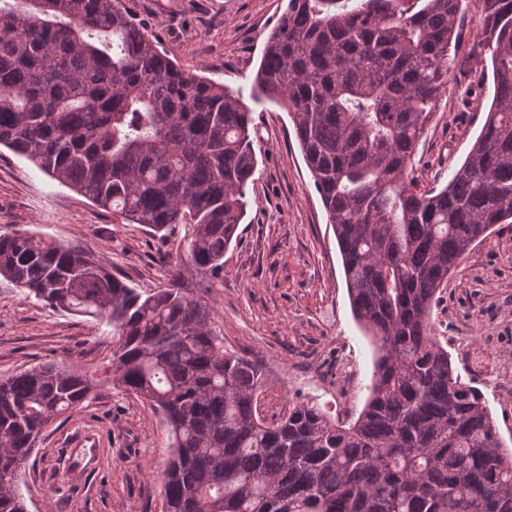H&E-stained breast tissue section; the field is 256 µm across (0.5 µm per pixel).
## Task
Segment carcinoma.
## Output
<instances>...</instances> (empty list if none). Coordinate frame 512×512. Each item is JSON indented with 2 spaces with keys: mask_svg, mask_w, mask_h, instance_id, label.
I'll list each match as a JSON object with an SVG mask.
<instances>
[{
  "mask_svg": "<svg viewBox=\"0 0 512 512\" xmlns=\"http://www.w3.org/2000/svg\"><path fill=\"white\" fill-rule=\"evenodd\" d=\"M480 69L458 54L463 0H288L255 76L288 112L342 256L354 318L375 345L349 422L312 399L260 411L263 365L224 350L183 270L213 279L257 167L251 112L182 70L122 0H0V146L154 234L187 224L168 287L141 292L94 256L0 234V276L112 327L108 382L169 430L166 512H512V449L454 374L431 316L448 275L512 224V0H480ZM486 118L440 188L414 152L448 90ZM102 385L63 363L0 380V512L43 429Z\"/></svg>",
  "mask_w": 512,
  "mask_h": 512,
  "instance_id": "obj_1",
  "label": "carcinoma"
}]
</instances>
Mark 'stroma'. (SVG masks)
Returning a JSON list of instances; mask_svg holds the SVG:
<instances>
[{"label":"stroma","mask_w":512,"mask_h":512,"mask_svg":"<svg viewBox=\"0 0 512 512\" xmlns=\"http://www.w3.org/2000/svg\"><path fill=\"white\" fill-rule=\"evenodd\" d=\"M135 20L185 71L239 94L254 118L257 169L247 213L224 254V275H185L211 309L225 348L263 363L262 408L285 412L310 398L335 419L362 409L374 345L354 320L341 256L287 112L255 97L265 40L287 0H123ZM448 91L419 141L413 175L444 185L469 152L485 115L461 114ZM23 229L96 256L140 290L164 288L189 227L158 237L124 224L91 200L0 147V233ZM433 327L463 382L484 395L512 439V224L491 234L448 278ZM59 362L102 384L42 433L21 492L28 512H164L159 476L168 430L148 401L106 384L112 329L26 297L0 277V378Z\"/></svg>","instance_id":"stroma-1"}]
</instances>
